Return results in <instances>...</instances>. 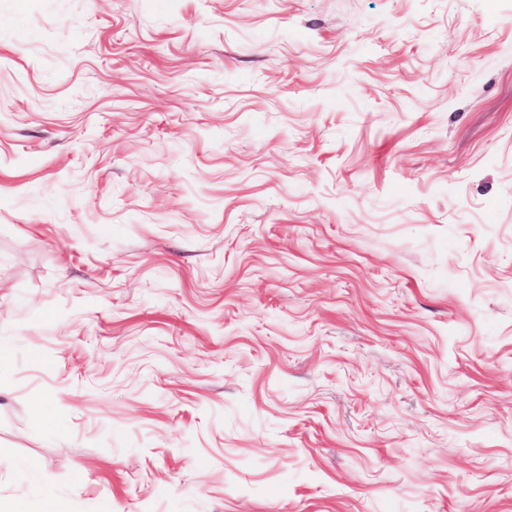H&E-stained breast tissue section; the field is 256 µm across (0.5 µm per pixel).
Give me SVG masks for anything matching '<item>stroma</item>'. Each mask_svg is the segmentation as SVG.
Returning <instances> with one entry per match:
<instances>
[{"label": "stroma", "instance_id": "35a3bbf8", "mask_svg": "<svg viewBox=\"0 0 512 512\" xmlns=\"http://www.w3.org/2000/svg\"><path fill=\"white\" fill-rule=\"evenodd\" d=\"M0 497L512 512V0H0Z\"/></svg>", "mask_w": 512, "mask_h": 512}]
</instances>
